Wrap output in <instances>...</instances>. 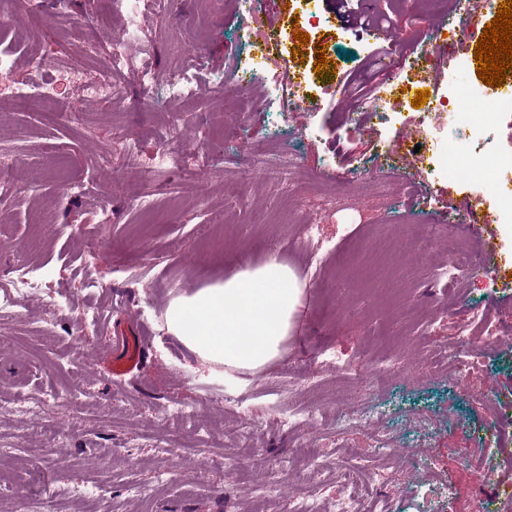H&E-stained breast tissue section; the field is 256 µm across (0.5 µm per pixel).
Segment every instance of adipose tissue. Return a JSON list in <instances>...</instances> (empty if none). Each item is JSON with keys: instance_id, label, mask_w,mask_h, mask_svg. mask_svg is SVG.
Segmentation results:
<instances>
[{"instance_id": "1", "label": "adipose tissue", "mask_w": 512, "mask_h": 512, "mask_svg": "<svg viewBox=\"0 0 512 512\" xmlns=\"http://www.w3.org/2000/svg\"><path fill=\"white\" fill-rule=\"evenodd\" d=\"M304 293L296 271L272 254L172 299L166 331L202 362L254 374L280 358Z\"/></svg>"}]
</instances>
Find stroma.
Instances as JSON below:
<instances>
[{
  "label": "stroma",
  "mask_w": 512,
  "mask_h": 512,
  "mask_svg": "<svg viewBox=\"0 0 512 512\" xmlns=\"http://www.w3.org/2000/svg\"><path fill=\"white\" fill-rule=\"evenodd\" d=\"M364 2L384 16L389 41L341 25L328 0H317L313 19L299 16L296 0H272L283 66L306 94L304 110L292 112L285 87L271 99L255 88L246 102L225 90V73L242 59L243 22L228 0H159L134 40L111 0H73L66 16L52 0H0L15 80L42 76L27 54L31 42L91 75L115 49L133 64L119 77L128 93L117 100L63 95L36 111L0 103V128L15 140V164L0 173V215L8 217L0 224V286L17 266L43 282L0 319V512H18L28 495L46 512H288L311 466L322 473L320 500L339 492V471L354 452L369 460L357 490L366 510L394 493L400 512H473L480 497L512 492V466L503 461L512 452V341L486 331L512 324V266L449 283L437 276L446 250L431 243L399 256L416 263L413 278L383 286L374 276L396 232L459 224L470 239L511 252L512 231L493 223V196L422 170L418 157L435 144L399 135L421 117L414 89L395 83L390 123L374 118L359 130L332 93L341 78L373 87L379 63L413 55L431 77L430 23L447 13L448 0ZM497 9L491 0L471 20H452L467 38L446 54L470 57L449 69L457 82L479 84L472 55ZM297 30L308 34L306 46H297ZM192 31L198 47L190 56ZM90 40L93 55L84 51ZM320 45L334 75L314 71ZM144 64L156 73L154 88L139 82ZM175 74L188 77L193 93L173 106L163 86ZM166 142L177 164L151 172ZM289 153L298 165L293 190L264 174ZM144 195L155 204L149 216L136 208ZM449 200L472 208L448 211ZM316 213L332 246L318 262L301 236ZM272 253L306 283L277 361L257 374L227 373L167 333L175 282L201 288ZM91 311L124 331L131 317L144 327L143 372L111 380L112 337L88 320ZM465 319L472 337L464 346ZM386 351L399 353V364L356 392L358 362ZM286 381L303 382L296 399ZM43 390L54 404L26 412L23 401ZM177 403L200 411L205 426L171 419ZM339 405L352 415L344 432L331 418L292 433L280 425L283 414ZM245 419L251 448L237 444ZM373 432L386 436L390 453L375 451ZM421 468L428 482L419 488L412 473ZM270 482L279 491L266 500L261 488Z\"/></svg>",
  "instance_id": "35a3bbf8"
}]
</instances>
